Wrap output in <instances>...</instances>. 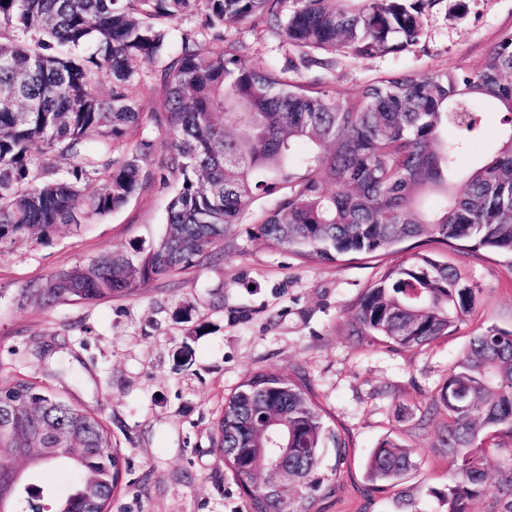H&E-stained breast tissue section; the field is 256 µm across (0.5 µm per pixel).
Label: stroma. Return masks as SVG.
I'll return each mask as SVG.
<instances>
[{"mask_svg": "<svg viewBox=\"0 0 512 512\" xmlns=\"http://www.w3.org/2000/svg\"><path fill=\"white\" fill-rule=\"evenodd\" d=\"M421 34L405 50L359 59L330 53L329 67L307 66L303 53L265 27L225 28L248 67L287 68L300 83L320 81L352 92L379 78L478 68L487 50L512 32V0H419ZM482 129L457 155L459 170L498 147L502 116L480 109ZM169 191L142 190L120 210L74 227L62 224L37 243L0 248V378L55 386L72 401L99 409L128 462L111 512H250L249 499L213 448L217 413L238 383L261 368L293 379L306 374L329 425L349 448L345 463L325 449L321 474L336 489L319 512H400L393 490L368 492L364 465L393 434L418 464L407 482L422 512H434L449 458L436 442L444 421L425 433L412 425L469 339L494 326L512 330V268L491 254L448 250L442 260L479 288V302L456 333L422 351L396 353L357 342L348 310L400 255L310 262L269 247L252 224L235 225L224 256L149 282L131 295L47 305L20 302L22 288L99 255L158 241ZM46 348L32 354L34 342ZM73 374H51L58 360Z\"/></svg>", "mask_w": 512, "mask_h": 512, "instance_id": "obj_1", "label": "stroma"}]
</instances>
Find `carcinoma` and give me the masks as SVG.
Wrapping results in <instances>:
<instances>
[{"label": "carcinoma", "instance_id": "carcinoma-1", "mask_svg": "<svg viewBox=\"0 0 512 512\" xmlns=\"http://www.w3.org/2000/svg\"><path fill=\"white\" fill-rule=\"evenodd\" d=\"M0 0V248L41 240L60 224L78 226L121 209L169 175L180 184L155 244L104 254L52 274L21 297L46 303L130 295L223 253L234 224L259 193L286 192L256 221V235L311 261L412 251L351 306L359 341L393 350L430 347L457 331L479 289L437 253L476 249L512 257V32L479 68L393 75L356 93L314 88L287 70L246 68L224 27L262 24L304 51L346 49L357 58L416 42L419 12L407 0ZM196 24L171 48L169 24ZM145 60L160 63L164 111L151 116L169 138L163 170L143 162L155 150L129 95ZM504 114L496 153L456 189L455 155L480 128L475 103ZM456 139L448 144V131ZM305 378L261 369L224 399L214 449L240 480H251L288 449L299 482L283 499L250 496L251 512H316L325 426ZM446 423L437 447L452 469L434 497L445 512H475L490 494L512 512V331L473 336L416 419L422 431ZM0 460L29 469L63 463L74 491L52 512H110L126 460L99 412L25 378L0 379ZM499 477L488 487L490 459ZM412 450L386 435L371 451L365 480L395 489L408 512H422L402 488ZM0 466V512H40L43 490L14 482Z\"/></svg>", "mask_w": 512, "mask_h": 512}]
</instances>
